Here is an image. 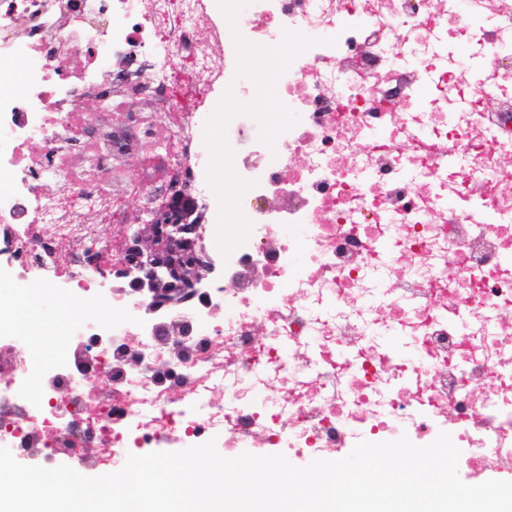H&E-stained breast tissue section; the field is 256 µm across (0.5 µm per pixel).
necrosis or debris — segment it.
Returning a JSON list of instances; mask_svg holds the SVG:
<instances>
[{
  "label": "necrosis or debris",
  "instance_id": "1",
  "mask_svg": "<svg viewBox=\"0 0 512 512\" xmlns=\"http://www.w3.org/2000/svg\"><path fill=\"white\" fill-rule=\"evenodd\" d=\"M20 58L0 339L33 290L76 312L53 352L0 342V447L101 476L211 439L315 460L445 432L512 462V0H0V70ZM273 70L279 143L240 113L216 185L194 130ZM225 190L248 224L201 287L123 294L138 220Z\"/></svg>",
  "mask_w": 512,
  "mask_h": 512
}]
</instances>
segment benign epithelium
Wrapping results in <instances>:
<instances>
[{
	"label": "benign epithelium",
	"instance_id": "1",
	"mask_svg": "<svg viewBox=\"0 0 512 512\" xmlns=\"http://www.w3.org/2000/svg\"><path fill=\"white\" fill-rule=\"evenodd\" d=\"M200 219L197 205L175 196L167 213L143 224L128 246L130 266L144 273L135 291L164 303L198 285V252L204 249Z\"/></svg>",
	"mask_w": 512,
	"mask_h": 512
}]
</instances>
